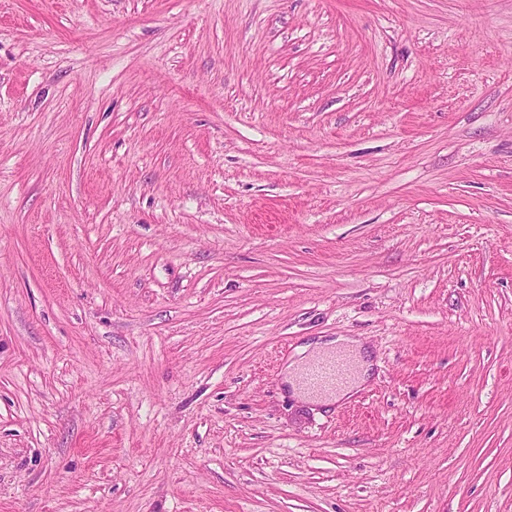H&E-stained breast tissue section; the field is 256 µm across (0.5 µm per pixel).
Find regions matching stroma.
<instances>
[{
	"label": "stroma",
	"mask_w": 512,
	"mask_h": 512,
	"mask_svg": "<svg viewBox=\"0 0 512 512\" xmlns=\"http://www.w3.org/2000/svg\"><path fill=\"white\" fill-rule=\"evenodd\" d=\"M0 512H512V0H0ZM362 349L363 347L358 339L347 337L335 338L326 342L323 349L311 356L309 361L319 356L333 355L319 357L305 367L308 361L305 365L296 367L293 370L294 372L290 370L293 368L294 363L288 364L284 380L288 385L290 384L294 392L305 397L314 398L315 400L332 403L340 399H351L369 378L370 368L372 367L371 363L364 358L365 355ZM352 362L355 367L353 375ZM302 371L301 383L299 374ZM340 386L342 387L336 390Z\"/></svg>",
	"instance_id": "1"
}]
</instances>
